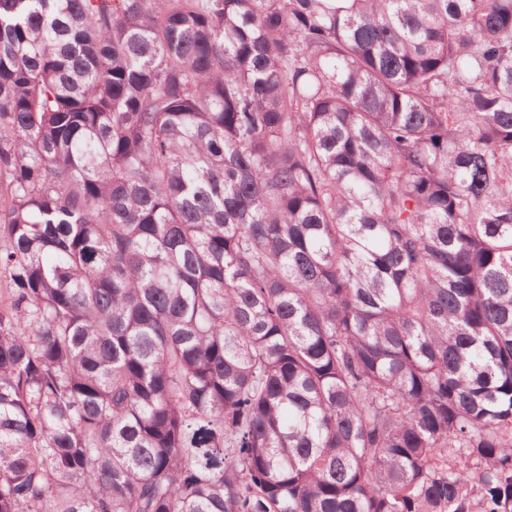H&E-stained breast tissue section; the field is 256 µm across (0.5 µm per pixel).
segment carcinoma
<instances>
[{
  "label": "carcinoma",
  "instance_id": "cac0c4a2",
  "mask_svg": "<svg viewBox=\"0 0 512 512\" xmlns=\"http://www.w3.org/2000/svg\"><path fill=\"white\" fill-rule=\"evenodd\" d=\"M0 512H512V0H0Z\"/></svg>",
  "mask_w": 512,
  "mask_h": 512
}]
</instances>
